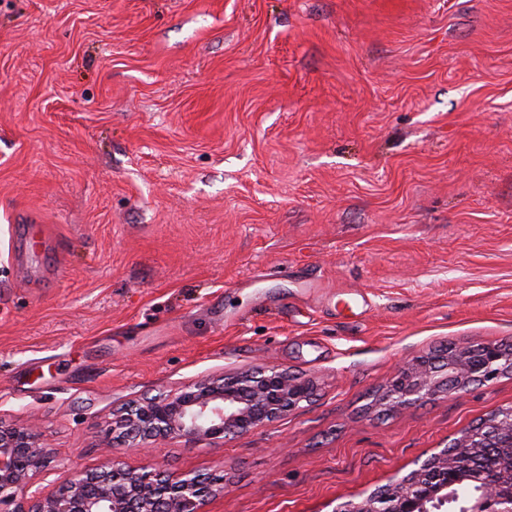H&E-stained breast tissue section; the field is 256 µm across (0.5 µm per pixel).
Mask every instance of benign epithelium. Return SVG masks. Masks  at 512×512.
<instances>
[{
	"instance_id": "7a95c632",
	"label": "benign epithelium",
	"mask_w": 512,
	"mask_h": 512,
	"mask_svg": "<svg viewBox=\"0 0 512 512\" xmlns=\"http://www.w3.org/2000/svg\"><path fill=\"white\" fill-rule=\"evenodd\" d=\"M512 371V346L487 344L450 349L399 367L382 394L391 409L462 394L473 383L489 384ZM309 378L274 366L189 382L175 391L134 402L112 414V438L144 449L158 441L224 443L248 434L310 402ZM512 449V408L481 421L409 473L368 495L340 503L333 512H446L448 492L464 512H512V469L478 475L479 494L464 496L469 478L462 458ZM54 459L47 443L29 427L0 422V512H206L224 492L218 480L160 466L131 470L114 460L95 471L58 465L57 489L44 494L35 479Z\"/></svg>"
}]
</instances>
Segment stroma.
Segmentation results:
<instances>
[{
  "instance_id": "1",
  "label": "stroma",
  "mask_w": 512,
  "mask_h": 512,
  "mask_svg": "<svg viewBox=\"0 0 512 512\" xmlns=\"http://www.w3.org/2000/svg\"><path fill=\"white\" fill-rule=\"evenodd\" d=\"M510 341L512 0H0L1 423L333 512L512 407L508 372L386 409L398 366ZM263 366L314 399L104 454L126 403Z\"/></svg>"
}]
</instances>
